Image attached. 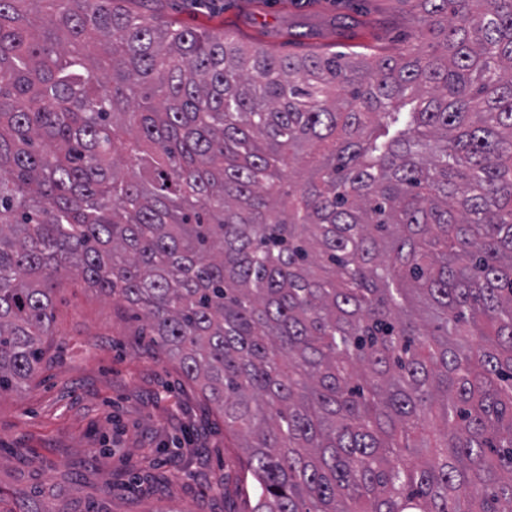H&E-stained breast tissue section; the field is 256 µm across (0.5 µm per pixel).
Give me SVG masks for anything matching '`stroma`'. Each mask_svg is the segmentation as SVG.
Masks as SVG:
<instances>
[{"instance_id":"stroma-1","label":"stroma","mask_w":512,"mask_h":512,"mask_svg":"<svg viewBox=\"0 0 512 512\" xmlns=\"http://www.w3.org/2000/svg\"><path fill=\"white\" fill-rule=\"evenodd\" d=\"M397 0H164L162 12L239 42L304 49L392 50ZM368 13L366 27L348 16ZM43 368L0 395V512L44 502L53 512H250L240 451L224 420L165 354L147 351L112 298L71 272L55 279Z\"/></svg>"}]
</instances>
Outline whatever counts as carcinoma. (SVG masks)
I'll return each instance as SVG.
<instances>
[{"label":"carcinoma","instance_id":"carcinoma-1","mask_svg":"<svg viewBox=\"0 0 512 512\" xmlns=\"http://www.w3.org/2000/svg\"><path fill=\"white\" fill-rule=\"evenodd\" d=\"M277 56L158 0H0V394L61 269L244 438L252 512H512V0Z\"/></svg>","mask_w":512,"mask_h":512}]
</instances>
